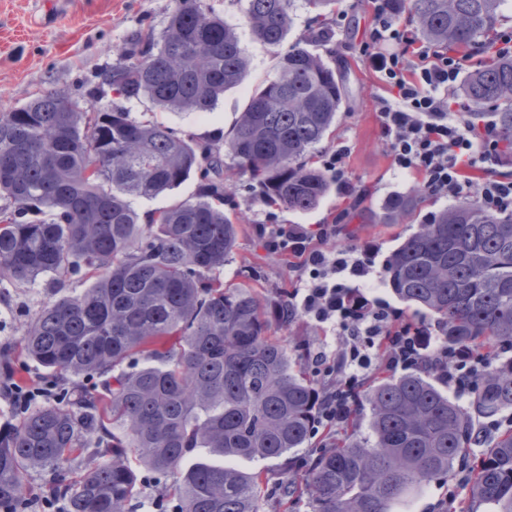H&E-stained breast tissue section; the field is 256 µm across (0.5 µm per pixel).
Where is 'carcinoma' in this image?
Returning <instances> with one entry per match:
<instances>
[{
    "instance_id": "1",
    "label": "carcinoma",
    "mask_w": 512,
    "mask_h": 512,
    "mask_svg": "<svg viewBox=\"0 0 512 512\" xmlns=\"http://www.w3.org/2000/svg\"><path fill=\"white\" fill-rule=\"evenodd\" d=\"M503 0H396L429 42L475 49L501 21ZM293 0H247L255 38L276 48ZM248 59L236 29L206 0H175L165 28L128 34L90 96L115 93L162 112H209L238 85ZM475 120L512 147V58L468 73ZM336 69L295 43L255 86L226 135L201 138L123 106L83 110L49 92L0 113V280L46 301L23 339L27 357L62 381L0 429V512H17L27 471L64 474L88 447L109 459L55 486L68 512H129L143 471L168 481L170 512H258L262 479L224 460L289 458L308 441L316 390L288 346L269 334L256 284L224 286L240 225L224 212V156L261 201L308 211L332 189L308 155L336 126ZM197 181V192L152 213L153 198ZM393 295L447 330L448 342L512 341V214L461 200L433 213L385 257ZM88 284L79 292L70 288ZM512 410V368L495 369L469 407L430 373L380 377L353 416L367 435L317 455L288 501L310 512H391L448 475L476 445V419ZM472 494L512 512V427L469 466Z\"/></svg>"
}]
</instances>
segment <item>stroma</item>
Masks as SVG:
<instances>
[{"instance_id":"obj_1","label":"stroma","mask_w":512,"mask_h":512,"mask_svg":"<svg viewBox=\"0 0 512 512\" xmlns=\"http://www.w3.org/2000/svg\"><path fill=\"white\" fill-rule=\"evenodd\" d=\"M48 0H0V112L27 102L46 91L67 94L79 106L106 108L117 104L115 95L90 97L96 69L115 62L117 48L126 36L143 24L163 30L174 7L173 0H62L51 8ZM234 26L250 67L236 87L225 91L213 111L207 113L166 112L167 125L208 136L230 131L237 121L251 89L275 74L277 49L262 45L245 18L246 0H209ZM331 26L332 38L324 43L309 42L310 51L320 54L343 77L344 98L332 139L318 144L312 152L315 167H323L340 147H348L345 176L352 194L333 191L315 209L296 213L262 203L247 177L231 174L224 209L242 226L236 248L224 264V280L246 282L258 275L257 292L268 304L287 297L305 274L290 268L287 256L267 251L258 238L259 224H340L344 230L337 245L351 240L373 242L380 255H387L398 239L414 233L424 214L448 207L449 201L423 193L420 179L395 169L384 144L377 99L385 89L364 52L366 32L371 25L369 0H337L332 10L318 13L306 0H296L293 22L286 44L307 40L309 33ZM420 194L418 205L392 221L371 220L369 210H381L389 200ZM51 293L47 285L17 288L0 283V352L11 353L14 378L22 384H42L51 372L20 355L23 335ZM270 333L287 343L291 352L302 353L304 346L339 351L342 337L331 325H321L306 315L290 323L271 319ZM351 423L335 432H319L309 437L292 462L282 460H237L244 472L262 475L263 490L259 512H287L284 492L289 483L299 482L310 462L322 451L330 437L353 433ZM471 475L462 464H455L450 476L432 482L422 493L394 505L393 512H431L439 502L449 507L465 504L469 512H491L473 498Z\"/></svg>"}]
</instances>
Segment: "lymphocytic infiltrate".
<instances>
[{
  "label": "lymphocytic infiltrate",
  "mask_w": 512,
  "mask_h": 512,
  "mask_svg": "<svg viewBox=\"0 0 512 512\" xmlns=\"http://www.w3.org/2000/svg\"><path fill=\"white\" fill-rule=\"evenodd\" d=\"M374 46L370 61L389 94L378 101L381 130L394 166L421 177L433 196L474 199L487 211L512 213V174L500 170L493 121L475 124L451 107L463 63L451 52L417 42L393 21V0H370ZM336 229L281 224L264 234L271 252L286 251L307 279L291 292L302 313L336 325L346 339L336 354L306 351L305 359L327 385L316 396L317 425L332 429L356 407L366 370L424 368L457 398L474 393L495 361L512 351L504 341L488 349L449 344L421 317H411L378 296L383 278L374 269L375 246L320 248Z\"/></svg>",
  "instance_id": "obj_1"
}]
</instances>
